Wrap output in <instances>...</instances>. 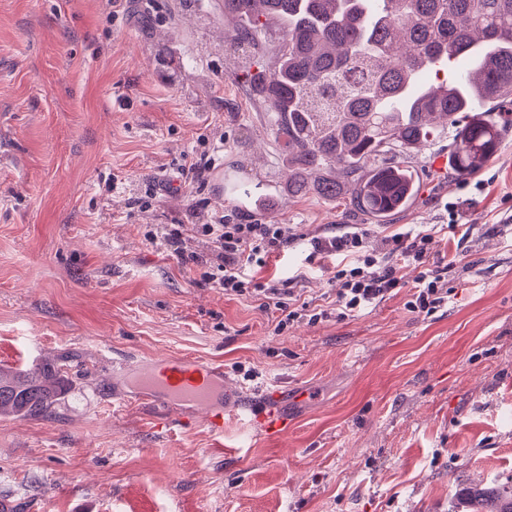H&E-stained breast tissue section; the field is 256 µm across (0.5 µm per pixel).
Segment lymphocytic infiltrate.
I'll use <instances>...</instances> for the list:
<instances>
[{"instance_id":"1","label":"lymphocytic infiltrate","mask_w":512,"mask_h":512,"mask_svg":"<svg viewBox=\"0 0 512 512\" xmlns=\"http://www.w3.org/2000/svg\"><path fill=\"white\" fill-rule=\"evenodd\" d=\"M451 215L445 224H424L384 236L379 250L368 249L367 233L359 225L346 224L340 230L322 231L306 235V256L292 276L284 279L256 281L249 278L248 266H264L273 254L282 252L297 240L296 234L285 224L229 223L225 217L213 223L197 225V233L210 246L209 256L184 252L179 233L166 235L165 246L187 264L208 263L213 272L212 283L225 293L240 294L254 290L271 300L281 317L277 330H285L291 322L308 318L318 323V313L303 315L293 306L291 298L295 287L305 280L314 266L330 269L337 285L336 316L338 319L356 315L394 296L402 286L399 271L402 265L418 266L420 272L413 284V294L407 306L410 311L426 316L434 315L448 304V282L444 269L432 262V244L436 237L468 239L473 227L459 223L457 203H450Z\"/></svg>"}]
</instances>
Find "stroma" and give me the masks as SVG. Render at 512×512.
I'll list each match as a JSON object with an SVG mask.
<instances>
[{"mask_svg":"<svg viewBox=\"0 0 512 512\" xmlns=\"http://www.w3.org/2000/svg\"><path fill=\"white\" fill-rule=\"evenodd\" d=\"M272 124L224 55L221 0H0V366L65 377L56 417H0L10 512H453L464 485H512V135L464 178L432 169L434 143L413 161L418 203L367 226L376 247L458 202L471 238L434 245L455 262L447 307L407 311L408 266L375 308L279 332L264 297L225 294L146 237L181 224L205 252L193 225L237 220L255 184V222L356 223L283 194ZM182 353L310 399L287 437L229 422L220 443L113 400V359Z\"/></svg>","mask_w":512,"mask_h":512,"instance_id":"1","label":"stroma"}]
</instances>
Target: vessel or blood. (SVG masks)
I'll return each instance as SVG.
<instances>
[{"mask_svg": "<svg viewBox=\"0 0 512 512\" xmlns=\"http://www.w3.org/2000/svg\"><path fill=\"white\" fill-rule=\"evenodd\" d=\"M138 373L137 394L178 407L185 415L203 412L211 436L223 437L226 420L242 421L250 433L281 437L288 433V420L270 409L236 410L224 402V371L204 362L176 356H157L138 365L123 359L112 362L114 377Z\"/></svg>", "mask_w": 512, "mask_h": 512, "instance_id": "b4317fda", "label": "vessel or blood"}]
</instances>
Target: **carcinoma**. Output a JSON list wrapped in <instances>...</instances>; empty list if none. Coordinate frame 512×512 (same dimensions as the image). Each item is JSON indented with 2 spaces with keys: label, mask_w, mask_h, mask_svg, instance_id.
Returning <instances> with one entry per match:
<instances>
[{
  "label": "carcinoma",
  "mask_w": 512,
  "mask_h": 512,
  "mask_svg": "<svg viewBox=\"0 0 512 512\" xmlns=\"http://www.w3.org/2000/svg\"><path fill=\"white\" fill-rule=\"evenodd\" d=\"M224 53L273 116L288 195L314 194L383 222L417 195L407 160L448 140L458 176L475 173L512 128V0H224ZM456 80L420 76L457 59ZM55 367L0 370V416L49 417ZM464 512H512V488L464 486Z\"/></svg>",
  "instance_id": "cac0c4a2"
}]
</instances>
